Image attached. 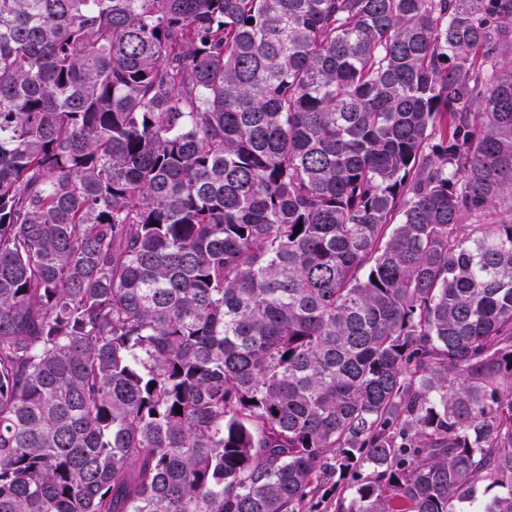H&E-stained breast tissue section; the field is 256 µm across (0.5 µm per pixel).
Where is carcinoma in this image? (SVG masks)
Segmentation results:
<instances>
[{
    "label": "carcinoma",
    "mask_w": 512,
    "mask_h": 512,
    "mask_svg": "<svg viewBox=\"0 0 512 512\" xmlns=\"http://www.w3.org/2000/svg\"><path fill=\"white\" fill-rule=\"evenodd\" d=\"M481 486L512 512V0H0V512Z\"/></svg>",
    "instance_id": "cac0c4a2"
}]
</instances>
